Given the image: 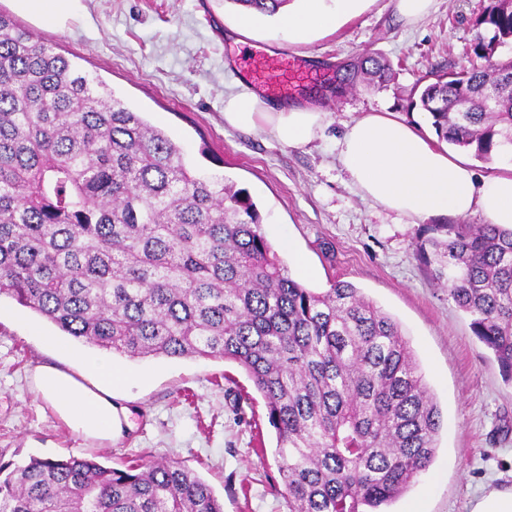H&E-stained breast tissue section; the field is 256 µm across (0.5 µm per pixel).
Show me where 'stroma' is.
Here are the masks:
<instances>
[{
	"label": "stroma",
	"mask_w": 512,
	"mask_h": 512,
	"mask_svg": "<svg viewBox=\"0 0 512 512\" xmlns=\"http://www.w3.org/2000/svg\"><path fill=\"white\" fill-rule=\"evenodd\" d=\"M491 0H435L415 26L394 0H370L335 32L288 42L275 18L262 16L245 42L226 38L239 7L230 0H82L65 27L32 24L40 39L97 75L115 95L162 127L196 168L249 192L263 231L292 275L318 291L345 281L390 314L410 339L443 416L436 457L391 512H471L490 488H512V383L474 336L469 316L436 286L413 243L423 224L353 191L338 161L345 123L390 112L431 137L429 114L411 105L415 86L433 72L467 64L476 17ZM285 53L310 79L294 102H313L331 121L311 142L289 147L266 130L245 133L224 123L235 78L250 77L259 56ZM365 53L385 57L393 78L383 86L341 88L337 62ZM307 267L299 269L297 258ZM57 328L0 297V459L97 456L118 466L138 456L182 462L224 502V512H288L275 459V430L245 372L220 359L122 360L134 373L117 399L132 427L109 443L70 432L32 388L33 369L80 370L85 344L56 357L46 342Z\"/></svg>",
	"instance_id": "35a3bbf8"
}]
</instances>
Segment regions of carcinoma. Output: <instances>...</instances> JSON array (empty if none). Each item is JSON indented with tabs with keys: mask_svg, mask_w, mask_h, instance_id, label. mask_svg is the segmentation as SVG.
Returning a JSON list of instances; mask_svg holds the SVG:
<instances>
[{
	"mask_svg": "<svg viewBox=\"0 0 512 512\" xmlns=\"http://www.w3.org/2000/svg\"><path fill=\"white\" fill-rule=\"evenodd\" d=\"M273 16L291 0H231ZM469 65L424 84L438 138L512 150V4L476 19ZM340 83L390 80L372 55ZM415 253L512 380V228L431 224ZM0 295L131 358L241 367L276 431L288 512H385L432 464L442 426L410 340L360 289L291 276L244 189L193 168L166 132L0 13ZM0 512H224L175 460H0Z\"/></svg>",
	"mask_w": 512,
	"mask_h": 512,
	"instance_id": "1",
	"label": "carcinoma"
}]
</instances>
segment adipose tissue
Instances as JSON below:
<instances>
[{
  "label": "adipose tissue",
  "mask_w": 512,
  "mask_h": 512,
  "mask_svg": "<svg viewBox=\"0 0 512 512\" xmlns=\"http://www.w3.org/2000/svg\"><path fill=\"white\" fill-rule=\"evenodd\" d=\"M80 2L11 0L19 14L58 27L69 23ZM365 2L301 0L299 6L281 9L277 18L289 41L297 42L315 32L336 30L359 14ZM327 118L318 105H281L251 85L224 103L226 125L249 132L269 130L287 146L313 140ZM339 146V162L356 193L409 223L478 214L489 223L512 226V164L477 180L469 163L438 148L414 125L389 112H368L346 125ZM84 366L87 377L83 380L56 366H38L33 388L74 433L90 441H112L128 423V411L115 402L113 390L127 383L132 373L125 366L95 357Z\"/></svg>",
  "instance_id": "obj_1"
}]
</instances>
